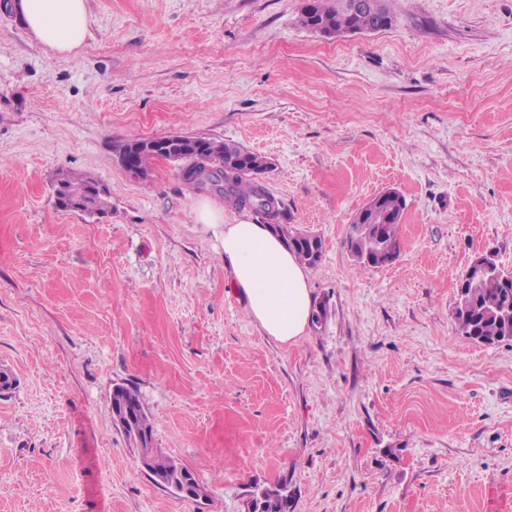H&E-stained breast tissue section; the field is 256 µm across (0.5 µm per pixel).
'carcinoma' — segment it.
<instances>
[{"mask_svg": "<svg viewBox=\"0 0 512 512\" xmlns=\"http://www.w3.org/2000/svg\"><path fill=\"white\" fill-rule=\"evenodd\" d=\"M378 12L352 13L344 0H312L311 9L302 10L301 23L312 30L322 24L326 36L335 37L356 32L387 30L392 27L394 15L390 0H377ZM194 144L189 152L173 151L167 157L186 161L183 179L199 188L210 187L224 194V199L237 208H248L264 223L279 233L304 264L314 267L322 254V240L312 234L291 232L284 209L256 176L268 170L266 157L248 151L235 143L205 138L188 137ZM119 155L128 161L127 170L134 175L147 172L151 160L158 153L146 149V141H127L118 147ZM55 204L63 210L81 211L95 215L107 207L97 205L108 197L102 185L89 176L60 172L55 179ZM406 207L404 196L398 192L379 193L359 211L350 225L347 246L351 255L361 264L367 255L381 249L388 250L395 260L400 250L397 230L399 224H380L379 217L387 209L401 218ZM457 329L475 343L495 344L512 339V290L501 282L497 269L483 275L463 274L459 278L453 309ZM127 405L134 410V422L123 428L126 436L140 449L150 447L153 424L139 393L132 387L119 385L112 392V406ZM148 475L164 477L162 487L188 498L190 487L201 488L195 474L172 458L148 456ZM252 512H288V498L281 493L261 491L251 499Z\"/></svg>", "mask_w": 512, "mask_h": 512, "instance_id": "cac0c4a2", "label": "carcinoma"}]
</instances>
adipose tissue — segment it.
<instances>
[{
	"instance_id": "ef3b65f1",
	"label": "adipose tissue",
	"mask_w": 512,
	"mask_h": 512,
	"mask_svg": "<svg viewBox=\"0 0 512 512\" xmlns=\"http://www.w3.org/2000/svg\"><path fill=\"white\" fill-rule=\"evenodd\" d=\"M15 9L34 39L64 55L79 47L88 31L86 0H16ZM195 221L217 229L230 270L229 288L245 303L266 336L296 344L315 318L309 277L268 225L246 218L228 224L210 201L195 205Z\"/></svg>"
}]
</instances>
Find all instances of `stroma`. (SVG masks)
<instances>
[{"label": "stroma", "instance_id": "obj_1", "mask_svg": "<svg viewBox=\"0 0 512 512\" xmlns=\"http://www.w3.org/2000/svg\"><path fill=\"white\" fill-rule=\"evenodd\" d=\"M304 0H87L60 56L0 11V512H512V341L455 327L478 254L512 273V0H394L379 33L325 37ZM264 155L291 230L321 238L327 309L297 344L264 336L205 198L118 144L171 134ZM112 211L56 207L57 173ZM406 199L400 252L354 261V214ZM137 389L158 454L207 492L156 485L112 418ZM250 503L252 512H288V498L282 493L263 490Z\"/></svg>", "mask_w": 512, "mask_h": 512}]
</instances>
